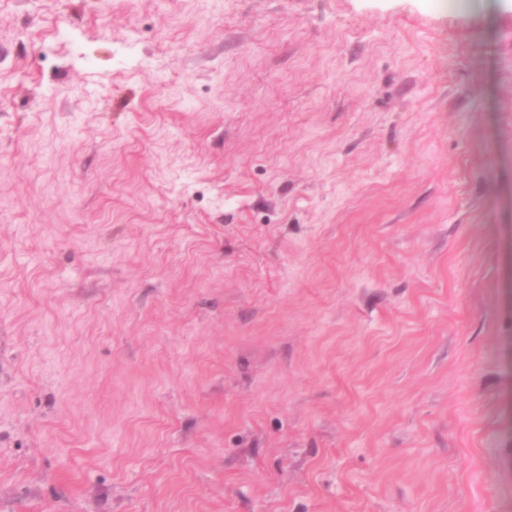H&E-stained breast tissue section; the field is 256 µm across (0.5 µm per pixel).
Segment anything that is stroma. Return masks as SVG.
<instances>
[{"mask_svg": "<svg viewBox=\"0 0 512 512\" xmlns=\"http://www.w3.org/2000/svg\"><path fill=\"white\" fill-rule=\"evenodd\" d=\"M0 512H512V0H0Z\"/></svg>", "mask_w": 512, "mask_h": 512, "instance_id": "35a3bbf8", "label": "stroma"}]
</instances>
